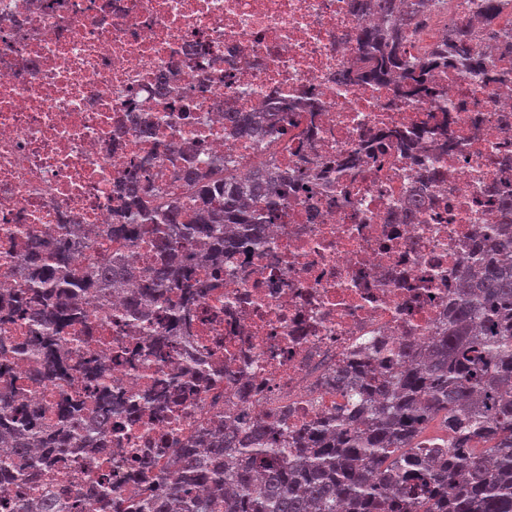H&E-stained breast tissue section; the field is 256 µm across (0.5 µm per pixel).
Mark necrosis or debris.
Here are the masks:
<instances>
[{
  "instance_id": "1",
  "label": "necrosis or debris",
  "mask_w": 512,
  "mask_h": 512,
  "mask_svg": "<svg viewBox=\"0 0 512 512\" xmlns=\"http://www.w3.org/2000/svg\"><path fill=\"white\" fill-rule=\"evenodd\" d=\"M429 2L426 21L403 20L409 55L425 57L460 23L486 71L448 65L433 72L431 93L407 98L392 81H335L363 62L356 31L388 23L357 14L353 0H0V288L23 282L25 243L45 233L93 240L76 254L81 271L115 253L147 267L150 242L130 250L98 236L122 205L115 186L129 161L166 198L192 194L168 162L191 141L202 158L223 157V177L247 178L270 158L319 177L313 193L289 194L262 244L225 257L219 286L196 305L199 335L212 337L213 357L241 383L201 385L180 418L159 426L139 405L113 419L125 437L111 459L113 487L137 493L135 460L150 441L187 439L216 410L230 425L286 408L292 427L335 410L345 399L327 380L356 349L425 342L445 317L475 233L498 221L490 187L512 191V161L491 162L512 157V86L492 75L503 60L488 36L512 30V12L490 25L474 0ZM164 74L184 92L187 111L175 124L170 100L156 93ZM276 91L313 98L318 109L294 113L284 136L225 131V112L263 110ZM424 125L444 127L448 149L392 145L393 131ZM135 287L88 294L86 324L69 330L132 397L149 381L113 361L102 337ZM32 367L16 356L11 376L42 414L32 441L42 456L53 405L84 381L37 384ZM101 461L55 456L37 490L98 488Z\"/></svg>"
}]
</instances>
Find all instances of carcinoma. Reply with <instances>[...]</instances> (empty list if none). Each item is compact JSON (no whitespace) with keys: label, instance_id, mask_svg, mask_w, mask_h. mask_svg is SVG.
I'll use <instances>...</instances> for the list:
<instances>
[{"label":"carcinoma","instance_id":"1","mask_svg":"<svg viewBox=\"0 0 512 512\" xmlns=\"http://www.w3.org/2000/svg\"><path fill=\"white\" fill-rule=\"evenodd\" d=\"M512 0H482L494 22ZM359 13L376 10L417 15L415 0H354ZM358 40L369 65L343 71L338 81L380 83L398 79L413 93L424 68L465 52L469 31L455 27L452 39L421 63L407 56L404 30L362 28ZM224 121L247 135L285 131L288 118L268 112H226ZM179 180L194 188L190 202L179 198L160 208L159 190L141 179L134 166L118 184L124 208L106 225L105 236L131 245L152 235L153 262L139 272L122 258L79 273L74 247L54 235L31 240L28 282L0 292V311L29 321V345L46 347L32 379L49 381L66 372L48 337L85 319L79 304L90 290L105 294L139 278V306L160 304L173 324L186 321L185 305L198 301L206 286L197 277L205 262L218 270L224 255L258 243L288 200V174L275 163L245 183H218L198 164L170 160ZM499 223L475 239L480 260L461 271L463 288L448 296V316L428 343L405 344L397 351L365 347L353 355L361 367L359 384L347 391L350 404L309 424L288 429V416L244 418L224 431L216 412L195 439L179 446L170 466L161 468L147 449L137 462L144 488L124 497L106 485L95 499L60 500L43 495L37 506L28 496L4 490V512H512V198L493 188ZM85 374L96 384L102 420L112 421L119 396L105 384L106 368L90 359ZM159 373L142 394L152 409L166 413L190 399L193 381L173 395ZM85 408L81 396L57 405L61 421L52 453L76 454L66 443ZM36 414L24 386H0V437L12 444L11 465L24 472L51 465L31 457L28 440ZM209 489L202 498L197 489Z\"/></svg>","mask_w":512,"mask_h":512}]
</instances>
